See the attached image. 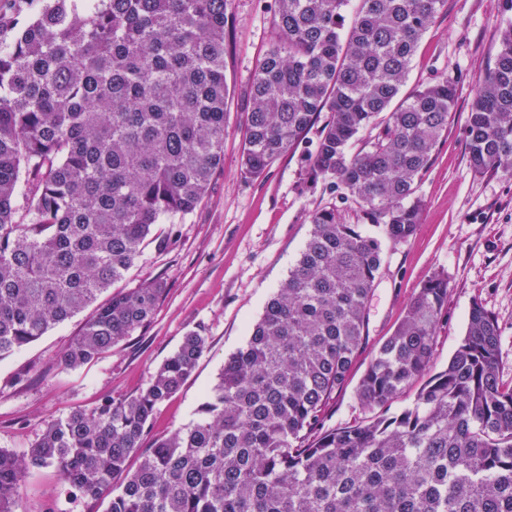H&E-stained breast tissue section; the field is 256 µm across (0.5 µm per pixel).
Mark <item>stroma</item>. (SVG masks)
<instances>
[{
	"instance_id": "stroma-1",
	"label": "stroma",
	"mask_w": 512,
	"mask_h": 512,
	"mask_svg": "<svg viewBox=\"0 0 512 512\" xmlns=\"http://www.w3.org/2000/svg\"><path fill=\"white\" fill-rule=\"evenodd\" d=\"M274 9L275 0H227L224 64L231 95L224 165L199 207L179 225L176 246L160 254L145 243L114 286L121 292L164 279L167 290L151 322L76 369L61 365L60 356L81 332L79 315L0 359V448L24 454L52 421L139 392L183 337L197 331L206 336L207 350L181 389L156 411L143 448L188 427L225 360L246 344L267 301L296 263L311 230L310 213L333 206L344 223H361L356 204L308 177L307 156L317 141V127L261 176L249 178L242 172L248 92L274 36ZM511 22L506 0H447L418 45L405 91L451 78L457 87L455 108L418 180L422 210L417 232L385 250L366 308V344L352 364L348 386L330 401L321 430L370 418L356 386L412 296L436 271L448 276V304L435 337L434 370L446 367L477 301L498 320L499 378L503 386H512V174H475L466 137L473 89L494 60L502 29ZM110 499L107 493L97 498L67 494L54 468L41 467L30 469L20 507L22 512L50 507L55 512H106Z\"/></svg>"
}]
</instances>
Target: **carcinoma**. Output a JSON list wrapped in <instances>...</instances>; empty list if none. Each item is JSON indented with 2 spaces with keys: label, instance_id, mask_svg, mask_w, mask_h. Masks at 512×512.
<instances>
[{
  "label": "carcinoma",
  "instance_id": "1",
  "mask_svg": "<svg viewBox=\"0 0 512 512\" xmlns=\"http://www.w3.org/2000/svg\"><path fill=\"white\" fill-rule=\"evenodd\" d=\"M0 13V359L85 314L65 349L85 365L146 327L166 283L99 297L155 224L173 225L224 163L226 0H13ZM276 37L258 62L241 156L246 176L295 150L330 113L308 163L371 229L336 208L312 228L288 277L224 363L196 422L160 438L107 512H512V387L499 380L495 316L472 304L465 335L431 372L448 303L436 271L356 387L379 410L315 433L349 381L385 247L420 224L417 180L448 129L456 85L401 94L445 0H276ZM369 138L356 151L361 132ZM474 172H512V26L467 117ZM207 350L197 331L135 395L53 422L27 453L0 448V512H18L28 470L54 467L96 497L124 472L158 407ZM412 402L389 406L417 380Z\"/></svg>",
  "mask_w": 512,
  "mask_h": 512
}]
</instances>
